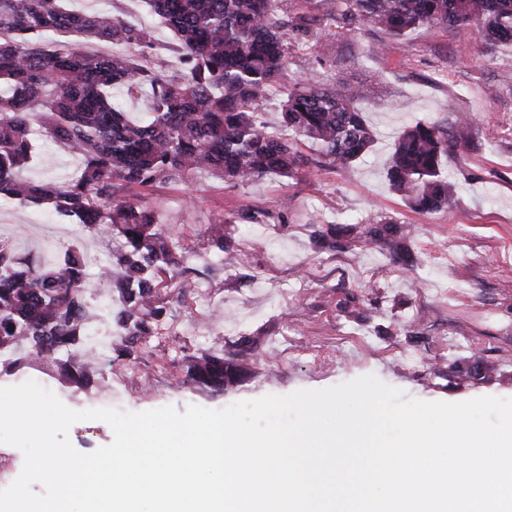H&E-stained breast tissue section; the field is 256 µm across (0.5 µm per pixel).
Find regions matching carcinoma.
<instances>
[{"instance_id":"obj_1","label":"carcinoma","mask_w":512,"mask_h":512,"mask_svg":"<svg viewBox=\"0 0 512 512\" xmlns=\"http://www.w3.org/2000/svg\"><path fill=\"white\" fill-rule=\"evenodd\" d=\"M66 0H0V202L49 206L76 218L93 235L100 228L124 241L110 252L99 276L110 281L121 307L107 310L122 351L152 336L168 315L161 289L184 302L198 278L190 252L135 198L143 190L186 182L198 173L231 187L270 175L293 177L310 143L328 165L347 167L374 143V132L355 107L365 89L343 94L317 75L295 82L280 104V128L259 112L288 65V40L316 36L324 18L298 12L295 0H146L172 32L167 49L180 60L176 74L151 70L138 58L159 49L153 33L111 11L75 12ZM344 19L399 38L423 28L470 29L487 46L512 44V0H344ZM125 47L110 54L83 52L72 38ZM146 88L150 108L133 121L113 91ZM41 136L82 165L65 181L26 177L33 140ZM454 146L448 127L417 122L396 136L389 161L391 188L415 213L451 205L454 188L443 174ZM409 225L338 222L317 231L320 247L358 240L410 266ZM208 250L237 261L224 245V225L207 229ZM92 281L76 250L36 263L0 242V355L25 343L23 357L66 356L63 377L89 383L93 361L83 342ZM244 359L204 353L189 363L186 380L224 390L244 376Z\"/></svg>"}]
</instances>
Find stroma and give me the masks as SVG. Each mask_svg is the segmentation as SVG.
Returning <instances> with one entry per match:
<instances>
[{"label": "stroma", "instance_id": "stroma-1", "mask_svg": "<svg viewBox=\"0 0 512 512\" xmlns=\"http://www.w3.org/2000/svg\"><path fill=\"white\" fill-rule=\"evenodd\" d=\"M67 6L112 7L162 44L148 67L176 70L177 57L165 48L170 32L145 0ZM299 7L328 23L320 39L291 43L286 73L261 106L266 123L277 128L286 88L318 72L337 93L366 89L356 107L375 132L373 147L346 168L318 164L306 145L292 178L231 187L200 174L145 191L142 204L196 253V266L205 264L212 224L223 225L238 261L206 271L203 294L172 303L157 334L132 355L109 351L90 384L57 382L55 365L45 366L68 408L222 409L365 375L427 402L512 398V46L486 52L471 31L440 27L393 39L336 22L341 0H300ZM419 120L452 127L457 136L447 164L457 186L453 203L428 214L411 211L387 179L397 132ZM78 166L40 138L27 174L61 181ZM384 219L412 226L414 269L357 242L337 250L315 244L318 226ZM0 240L31 260L52 262L72 244L89 256L104 254L108 238L52 209L13 202L0 207ZM344 304L361 317L345 318ZM248 340L251 370L236 386L215 392L185 383L189 358L233 353ZM486 361L496 363V373L458 378V367Z\"/></svg>", "mask_w": 512, "mask_h": 512}]
</instances>
